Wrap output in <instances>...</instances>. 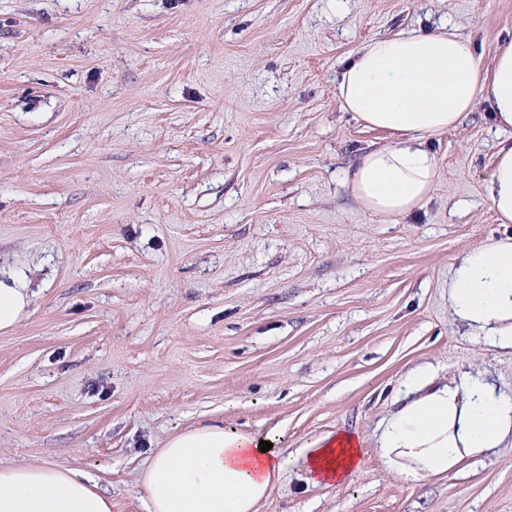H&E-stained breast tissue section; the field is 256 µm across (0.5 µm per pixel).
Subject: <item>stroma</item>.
I'll return each mask as SVG.
<instances>
[{
    "label": "stroma",
    "mask_w": 512,
    "mask_h": 512,
    "mask_svg": "<svg viewBox=\"0 0 512 512\" xmlns=\"http://www.w3.org/2000/svg\"><path fill=\"white\" fill-rule=\"evenodd\" d=\"M445 24L492 66L512 0H0V266L33 292L0 334V459L144 512L152 450L220 419L282 438L260 512H512V447L418 484L373 456L344 488L301 479L299 448L373 438L410 369L512 389V351L448 313L454 258L512 233L487 99L432 138L415 213L340 181L394 139L341 111L343 61ZM490 202L501 224H512V142L502 141L490 176Z\"/></svg>",
    "instance_id": "stroma-1"
}]
</instances>
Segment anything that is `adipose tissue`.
<instances>
[{
	"label": "adipose tissue",
	"mask_w": 512,
	"mask_h": 512,
	"mask_svg": "<svg viewBox=\"0 0 512 512\" xmlns=\"http://www.w3.org/2000/svg\"><path fill=\"white\" fill-rule=\"evenodd\" d=\"M487 97L496 129L512 132V42L492 70L470 41L443 29L371 38L344 62L336 82L340 109L367 127L396 133L364 153L346 186L366 211L404 217L432 196L438 179L432 137L461 125ZM490 202L512 224V142L502 141L490 176ZM23 269H0V332L31 302ZM448 310L468 336L512 350V236L463 251L448 278ZM373 443L355 432L324 434L302 448L306 484L342 487L367 455L402 482L440 479L465 460L512 445V391L486 373L439 382L422 368L403 378ZM260 434L204 425L168 439L141 472L145 512H259L287 465L279 448L262 451ZM0 512H112V501L78 469L0 462Z\"/></svg>",
	"instance_id": "ef3b65f1"
}]
</instances>
